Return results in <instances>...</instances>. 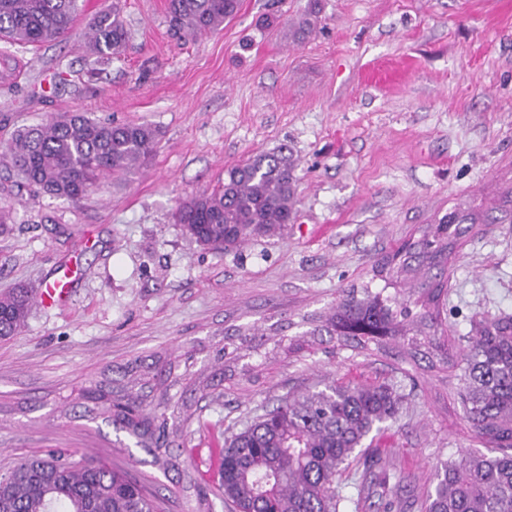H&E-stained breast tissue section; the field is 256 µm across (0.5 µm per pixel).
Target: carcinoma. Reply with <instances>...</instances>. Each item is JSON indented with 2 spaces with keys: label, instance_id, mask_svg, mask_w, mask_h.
Masks as SVG:
<instances>
[{
  "label": "carcinoma",
  "instance_id": "carcinoma-1",
  "mask_svg": "<svg viewBox=\"0 0 512 512\" xmlns=\"http://www.w3.org/2000/svg\"><path fill=\"white\" fill-rule=\"evenodd\" d=\"M240 0H166L167 23L177 38L214 32L238 12ZM79 0H0V38L19 45L56 40L72 26ZM318 22L310 7L288 28L301 42ZM128 30L117 7L103 11L91 27L89 50L98 59L121 53ZM160 132L147 124H113L84 113L54 117L15 131L0 163L37 193L77 201L106 177L146 164L156 153ZM294 169L280 150L228 168L224 184L183 201L174 213L199 245L216 251L239 248L257 237L281 232L294 214ZM491 210L458 206L429 225L423 239L379 261L374 275L393 278L425 270L415 294L399 298L350 288L325 314L306 318V330L289 339L269 328L276 346L288 354L306 337H330L357 350L398 339L412 359L445 351L447 328L440 307L445 292L439 268L476 224L512 217V190ZM32 295L26 288L0 293V339L26 325ZM259 327L233 326L213 344L211 362L195 369L193 356L182 362L154 354L112 367V378L77 391L80 416L100 418L135 440L175 484L193 489L197 512H212L211 497L230 512H362L374 495L392 492L402 477L383 470L375 479L346 491L341 479L358 457L374 464L372 432L397 418L408 394L394 383L338 384L322 390L290 391L277 403L235 422L224 431L222 482L214 491L193 479L176 448L195 415L194 401L177 398L181 387L201 398L224 394L235 369L248 372ZM458 366V396L464 418L487 452H460L440 463L420 512H512V318L482 316ZM161 501L128 472L105 459H76L64 451L24 458L0 472V512H160Z\"/></svg>",
  "mask_w": 512,
  "mask_h": 512
}]
</instances>
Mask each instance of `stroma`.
I'll return each instance as SVG.
<instances>
[{
    "label": "stroma",
    "mask_w": 512,
    "mask_h": 512,
    "mask_svg": "<svg viewBox=\"0 0 512 512\" xmlns=\"http://www.w3.org/2000/svg\"><path fill=\"white\" fill-rule=\"evenodd\" d=\"M118 5L123 54L88 58L90 22ZM308 0H240L222 30L173 39L166 0H84L70 31L38 47L0 42V146L64 113L149 124L147 165L106 177L81 201L17 185L0 167V291L70 275L66 304L33 303L23 330L0 340V462L63 448L105 458L164 500L196 512L182 490L111 424L74 418L72 390L154 352L208 360L224 327L323 314L343 289L388 294L372 269L457 205L486 207L512 187V0H320L304 42L286 35ZM287 147L295 215L275 237L231 252L199 246L174 224L187 197L218 188L227 168ZM451 353L484 314L512 317V221L477 224L443 258ZM261 366L200 401L181 459L217 487L224 430L292 388L391 379L412 387L375 443L378 469L403 475L363 512H420L440 462L478 449L452 364L414 366L394 341L365 354L337 343Z\"/></svg>",
    "instance_id": "obj_1"
}]
</instances>
